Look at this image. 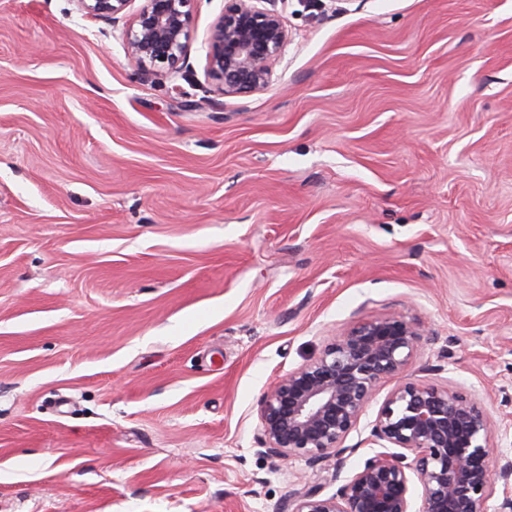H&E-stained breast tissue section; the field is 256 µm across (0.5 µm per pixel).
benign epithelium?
Segmentation results:
<instances>
[{
	"instance_id": "obj_1",
	"label": "benign epithelium",
	"mask_w": 512,
	"mask_h": 512,
	"mask_svg": "<svg viewBox=\"0 0 512 512\" xmlns=\"http://www.w3.org/2000/svg\"><path fill=\"white\" fill-rule=\"evenodd\" d=\"M88 13L123 23L126 53L137 70L158 80L180 72L190 54L195 0H78ZM273 0H224L206 42L204 74L216 97L256 94L272 82L290 35ZM424 326L400 315L355 321L332 337L320 357L276 379L258 410L261 452L314 468L334 460L358 428L377 385L400 375L418 354ZM373 456L331 495L312 487L288 494L276 512H412L414 483L421 512H512V456L495 442L497 421L470 391L404 382L366 425Z\"/></svg>"
}]
</instances>
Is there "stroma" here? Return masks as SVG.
I'll return each instance as SVG.
<instances>
[{"label": "stroma", "mask_w": 512, "mask_h": 512, "mask_svg": "<svg viewBox=\"0 0 512 512\" xmlns=\"http://www.w3.org/2000/svg\"><path fill=\"white\" fill-rule=\"evenodd\" d=\"M264 92L175 80L78 0H0V512H275L333 466L258 403L352 322L428 335L512 454V0H278Z\"/></svg>", "instance_id": "stroma-1"}]
</instances>
